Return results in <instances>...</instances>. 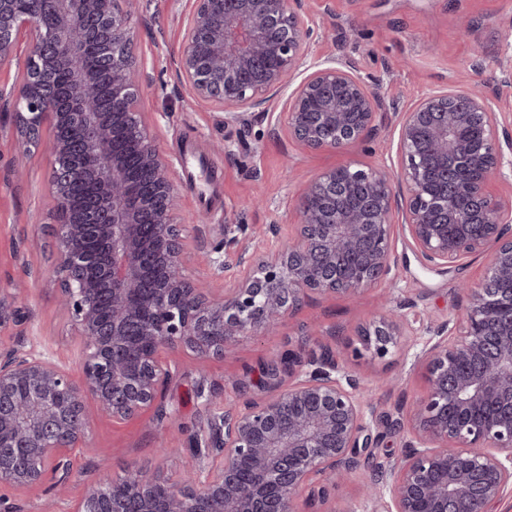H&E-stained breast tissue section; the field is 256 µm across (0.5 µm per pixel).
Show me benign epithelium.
Wrapping results in <instances>:
<instances>
[{
  "label": "benign epithelium",
  "instance_id": "1",
  "mask_svg": "<svg viewBox=\"0 0 512 512\" xmlns=\"http://www.w3.org/2000/svg\"><path fill=\"white\" fill-rule=\"evenodd\" d=\"M54 17L44 30L42 12ZM34 28L24 62L21 28ZM314 29L303 0H196L178 71L198 100L222 106L226 121L266 112L309 55ZM95 43L84 60L81 45ZM22 64L20 85L0 89L12 106L22 152L37 147L46 121L49 189L56 201L57 256L51 281L81 341L79 381L37 353H0V488L71 479L69 455L89 420L86 399L114 420L156 410L178 363V348L222 356L240 337L276 328L317 294L354 295L390 275L396 195L405 188L404 224L424 265L449 271L493 246L488 272L468 302L459 334L440 328L420 360L426 391L416 401L401 459L386 471L389 500L370 485L372 512H493L512 483V195L489 188L512 155L479 87L435 91L398 120L400 170L330 169L301 195L283 248L240 257L246 277L209 296L189 277L169 166L138 112L137 67L128 15L98 0H0V67ZM279 121L309 151H336L370 136L390 107L340 56L308 66ZM111 85L109 106L99 94ZM479 176L466 194L452 170ZM161 276L154 281L150 271ZM364 351L391 354L401 326L388 312L361 328ZM292 382L274 396L213 415L196 435L198 464L179 483L143 472L92 482L73 512H301L303 494L321 501L359 467L382 435L373 402L339 356L302 342L265 371ZM324 483L310 487L313 476Z\"/></svg>",
  "mask_w": 512,
  "mask_h": 512
}]
</instances>
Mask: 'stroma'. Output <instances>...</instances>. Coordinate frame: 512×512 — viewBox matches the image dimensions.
<instances>
[{
	"label": "stroma",
	"instance_id": "1",
	"mask_svg": "<svg viewBox=\"0 0 512 512\" xmlns=\"http://www.w3.org/2000/svg\"><path fill=\"white\" fill-rule=\"evenodd\" d=\"M131 15L130 38L138 65L149 79L139 89V110L155 145L170 166L180 213L195 219L187 241V271L220 288L245 271L241 253L262 255L281 248L306 185L322 172L346 165L397 171L400 164L396 117L367 140L335 152H310L277 123L282 98L270 111L251 114L247 124L228 123L216 104L195 99L179 77L177 61L194 0H123ZM315 30L310 61L340 55L353 60L370 88L400 111L428 93L464 90L479 84L499 120L512 128V0H305ZM191 146L210 166L205 194L187 182L178 162ZM51 158L46 149L20 156L13 115L0 109V303L21 292L28 316L0 317V351L34 350L77 373L78 339L61 308L59 291L45 277L55 261V200L49 193ZM396 264L390 279L354 297L323 295L305 302L273 333L241 337L224 357L197 360L179 354L180 370L163 390V419L145 413L115 423L95 416L82 447L71 454L66 489L50 485L12 491L7 506L23 512H72L87 484L100 474L124 478L142 469L179 482L196 464L192 436L208 412L242 406L271 395L263 370L281 353L296 348L306 331L322 334L333 351L360 344L359 330L394 310L405 323L400 343L385 358L348 360L347 370L373 399L378 413L410 409L425 390L419 356L438 327L454 324L465 302L461 283H480L486 255L462 260L459 269L432 272L421 265L402 222L392 226ZM223 244L222 266L198 265V252ZM205 398H198V391ZM406 433L385 437L373 463L361 466L335 499L312 512H372L363 487L376 465L394 464Z\"/></svg>",
	"mask_w": 512,
	"mask_h": 512
}]
</instances>
